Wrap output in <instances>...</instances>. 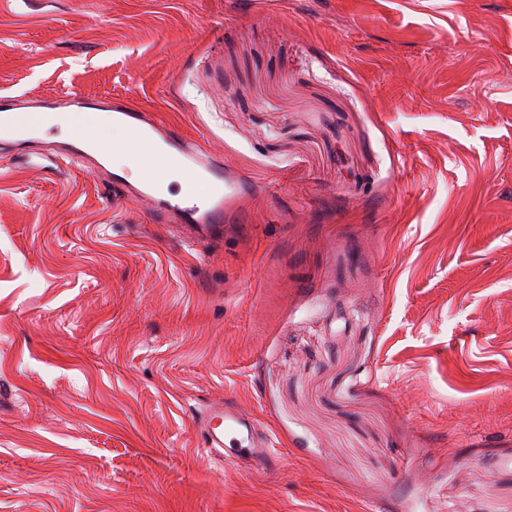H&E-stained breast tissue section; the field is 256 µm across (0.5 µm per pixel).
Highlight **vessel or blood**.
Segmentation results:
<instances>
[{"instance_id": "b4317fda", "label": "vessel or blood", "mask_w": 512, "mask_h": 512, "mask_svg": "<svg viewBox=\"0 0 512 512\" xmlns=\"http://www.w3.org/2000/svg\"><path fill=\"white\" fill-rule=\"evenodd\" d=\"M72 107L85 113L108 112L113 121L125 125L130 143L144 167H151L154 154H161L190 177L186 194L168 199L155 193L154 178L137 186L128 185L125 173L108 168L107 157L92 133L62 142L56 156L62 161L88 163L92 169L107 173L116 191L171 213L192 240L212 238L224 233V214L229 204L247 190L245 180L216 155L204 154L198 146L176 130L162 126L145 113L132 112L112 105L111 101L74 92L63 98L41 97L23 101L0 93V141L13 147V160L32 164L43 138L46 111ZM202 446L217 460L245 465L259 470L267 466L273 452L269 438L256 418L233 405L221 402L210 406L201 422Z\"/></svg>"}]
</instances>
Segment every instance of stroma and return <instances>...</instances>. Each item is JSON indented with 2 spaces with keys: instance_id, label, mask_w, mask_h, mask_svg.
<instances>
[{
  "instance_id": "35a3bbf8",
  "label": "stroma",
  "mask_w": 512,
  "mask_h": 512,
  "mask_svg": "<svg viewBox=\"0 0 512 512\" xmlns=\"http://www.w3.org/2000/svg\"><path fill=\"white\" fill-rule=\"evenodd\" d=\"M257 191L185 244L0 154V512H512V0H0V91ZM224 400L277 444L201 453Z\"/></svg>"
}]
</instances>
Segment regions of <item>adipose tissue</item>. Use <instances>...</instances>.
<instances>
[{
  "mask_svg": "<svg viewBox=\"0 0 512 512\" xmlns=\"http://www.w3.org/2000/svg\"><path fill=\"white\" fill-rule=\"evenodd\" d=\"M48 126H60L69 134H79L92 130L99 142L110 149L113 165L127 168L132 180L139 181L144 177V169L134 160L132 153L126 149L128 131L125 128L112 125L105 113L99 112L92 116L63 115L53 116L47 121Z\"/></svg>",
  "mask_w": 512,
  "mask_h": 512,
  "instance_id": "adipose-tissue-1",
  "label": "adipose tissue"
}]
</instances>
